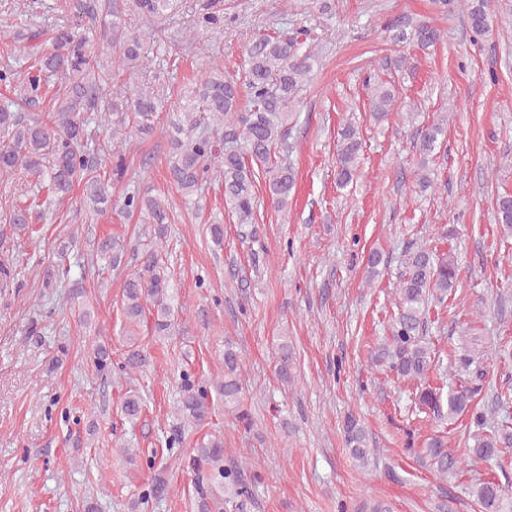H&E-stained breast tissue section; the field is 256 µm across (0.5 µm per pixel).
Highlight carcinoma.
<instances>
[{
	"label": "carcinoma",
	"mask_w": 512,
	"mask_h": 512,
	"mask_svg": "<svg viewBox=\"0 0 512 512\" xmlns=\"http://www.w3.org/2000/svg\"><path fill=\"white\" fill-rule=\"evenodd\" d=\"M448 13L463 7L471 32L482 37L493 31L490 0H438ZM135 7L146 17L160 19L174 8V0H135ZM65 25L52 37L51 48L35 59V72L21 76L10 62V49L3 50L0 85L13 89L14 98L0 105V182L19 173L40 183L48 180L55 193L64 197L76 184L84 187L86 200L95 209L112 198V177L126 172L125 150L152 135L158 114L166 98L157 91H147L135 84V75L150 63L141 39L128 33L123 14L124 0H64L59 4ZM396 43L414 45L421 50L434 46L440 31L427 23L411 25L401 18L389 23ZM307 31L262 34L243 47L241 76L236 80L213 67L189 88L177 103L178 120L171 123L169 182L187 202L198 204L196 197L205 175L216 169L224 184V207L240 224H251L258 209L257 183L274 210L287 213L296 185V172L288 164L290 129L297 118L299 95L319 67L318 52L308 43ZM119 69L112 70V61ZM60 75L61 82L51 95L42 93V77ZM247 96L249 108L241 111V96ZM47 101V118L24 112ZM106 104V134L97 155L85 151L89 133L83 114ZM393 92L380 85L371 97V111L376 118L393 110ZM222 134L224 151L215 149L212 133ZM444 120L421 126L415 142L419 155V185L426 189L432 180L426 174L428 164L441 148ZM364 140L359 126L348 121L338 132L336 144V184L344 189L360 173ZM123 210L138 217L141 224L153 226L155 243L136 248L137 265L127 275L122 305L127 319L141 320L146 310H153L155 332L167 336L173 329V314L178 299L167 265L159 250L166 241L170 224V204L160 197L128 192ZM495 216L501 231L512 234V194L502 193L495 200ZM0 224H10L21 231L29 224L28 208L17 202ZM97 254L112 260V267L122 263L126 248L115 238L97 242ZM405 270L396 288L398 310L392 336L374 354L377 363L387 362L397 376L421 386L419 402L438 420L450 423L464 414L470 416L469 428H486L487 415L475 406L483 390V370L474 372L469 384L448 383V392L422 386L433 367L431 349L424 331L432 299L442 302L456 285L458 267L450 254L439 255L427 246H416L404 254ZM150 361L140 346L127 350L125 369L140 370ZM224 375L213 382L224 398V408L235 414L246 430L252 419L242 404V362L233 344H224ZM292 357L288 345L280 348L277 371L291 382ZM143 397L129 390L121 399V411L133 421L142 413ZM180 426L198 425L211 414L207 388L195 385L185 376L175 408ZM346 448L365 466L370 455L369 435L360 420L346 416L343 424ZM512 448V427L476 437L472 454L489 460ZM419 456L441 478L454 476L465 458L448 450L440 435L427 438ZM187 466L204 475L207 487H199L200 509L223 512L226 499L251 495L244 469L224 467V442L212 436L201 443ZM480 512H512V494L494 480H483L473 487Z\"/></svg>",
	"instance_id": "1"
}]
</instances>
